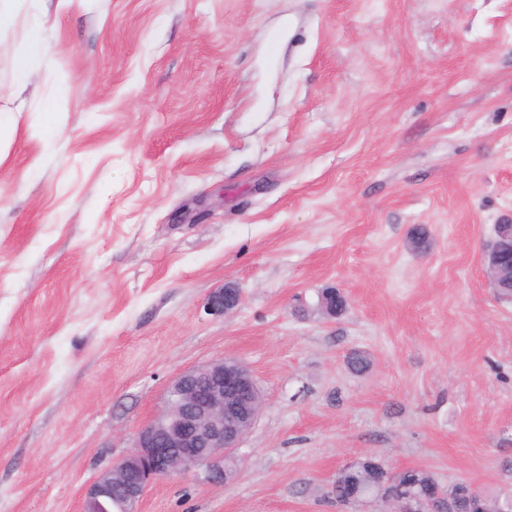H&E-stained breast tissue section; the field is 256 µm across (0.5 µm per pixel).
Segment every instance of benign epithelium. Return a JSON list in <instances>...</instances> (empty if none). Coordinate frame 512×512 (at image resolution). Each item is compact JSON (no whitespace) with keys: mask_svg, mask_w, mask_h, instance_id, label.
Instances as JSON below:
<instances>
[{"mask_svg":"<svg viewBox=\"0 0 512 512\" xmlns=\"http://www.w3.org/2000/svg\"><path fill=\"white\" fill-rule=\"evenodd\" d=\"M484 265L494 293L512 286V226L493 241ZM240 303L239 289L227 283L210 297L209 307L229 315ZM317 307L324 317L334 319L345 312L348 298L330 287L320 294ZM260 410L257 383L237 360H217L180 373L167 386L163 412L139 430L132 449L87 488L81 512H139L152 480L193 468L205 470L208 480L227 479L226 461L241 448ZM382 472L372 494L353 493L340 506L346 512L372 505L383 512H471V501L482 496L473 483L464 481L454 502L438 492L427 499L406 480V470Z\"/></svg>","mask_w":512,"mask_h":512,"instance_id":"obj_1","label":"benign epithelium"}]
</instances>
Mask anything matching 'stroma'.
<instances>
[{
    "label": "stroma",
    "mask_w": 512,
    "mask_h": 512,
    "mask_svg": "<svg viewBox=\"0 0 512 512\" xmlns=\"http://www.w3.org/2000/svg\"><path fill=\"white\" fill-rule=\"evenodd\" d=\"M27 10L52 50L0 99V512H81L168 382L226 357L262 398L234 477L157 479L140 512H336L373 453L512 495V299L483 270L512 222V0ZM241 303V293L234 285L227 283L224 288L210 297L209 307L214 312L229 315L237 311ZM325 290H328V292L326 294L324 291L321 292L317 307L324 317L335 320L336 317L342 315L347 309L348 298L340 289H336L335 287H330ZM336 298L342 300V307L336 306Z\"/></svg>",
    "instance_id": "obj_1"
}]
</instances>
